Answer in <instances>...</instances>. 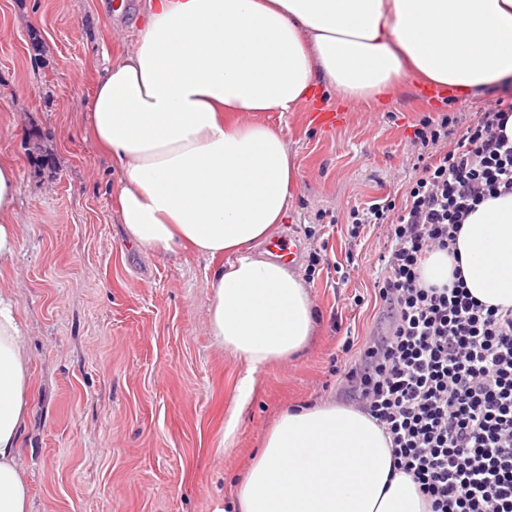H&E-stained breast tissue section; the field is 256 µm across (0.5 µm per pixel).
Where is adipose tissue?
<instances>
[{"label":"adipose tissue","mask_w":512,"mask_h":512,"mask_svg":"<svg viewBox=\"0 0 512 512\" xmlns=\"http://www.w3.org/2000/svg\"><path fill=\"white\" fill-rule=\"evenodd\" d=\"M131 48L102 68L87 104L96 145L117 159L118 219L158 255L228 256L209 279L208 332L249 374L224 426L232 442L253 372L302 356L315 302L288 264L257 245L288 211L299 168L283 134L257 120L335 92L392 95L409 79L470 94L512 81V0H144ZM17 170L0 164V270L18 253ZM457 255L433 251L424 286L462 273L472 296L512 307V194L467 218ZM32 357L11 289L0 287V512H29L21 460ZM388 435L357 408L283 410L212 512H428L394 470Z\"/></svg>","instance_id":"adipose-tissue-1"}]
</instances>
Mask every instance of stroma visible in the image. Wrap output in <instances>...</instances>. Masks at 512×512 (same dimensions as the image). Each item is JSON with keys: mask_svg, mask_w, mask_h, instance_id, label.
<instances>
[{"mask_svg": "<svg viewBox=\"0 0 512 512\" xmlns=\"http://www.w3.org/2000/svg\"><path fill=\"white\" fill-rule=\"evenodd\" d=\"M142 0H0V161L19 173L23 241L0 285L30 331L32 388L22 457L31 512H212L285 407L351 404L335 369L360 361L388 318L375 296L383 227L350 238L345 207L398 194L419 153L420 121L448 119L456 142L473 113L512 102L511 88L448 99L401 87L371 101L263 112L295 154L300 178L277 234L327 244L326 263H295L319 312L298 361L254 375L233 444L216 447L246 364L208 334L213 260L158 258L122 234L118 162L89 134L87 102L105 58L131 46Z\"/></svg>", "mask_w": 512, "mask_h": 512, "instance_id": "obj_1", "label": "stroma"}]
</instances>
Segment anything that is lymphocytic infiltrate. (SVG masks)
<instances>
[{
    "mask_svg": "<svg viewBox=\"0 0 512 512\" xmlns=\"http://www.w3.org/2000/svg\"><path fill=\"white\" fill-rule=\"evenodd\" d=\"M511 117L496 107L476 113L444 149L447 123L423 120L415 136L437 151L414 167L402 196L346 216L354 239L386 228L375 287L391 320L360 363L336 372L389 435L395 469L413 477L429 512H512V309L478 302L463 279L425 288L419 275L427 252H455L477 206L512 193Z\"/></svg>",
    "mask_w": 512,
    "mask_h": 512,
    "instance_id": "1",
    "label": "lymphocytic infiltrate"
}]
</instances>
